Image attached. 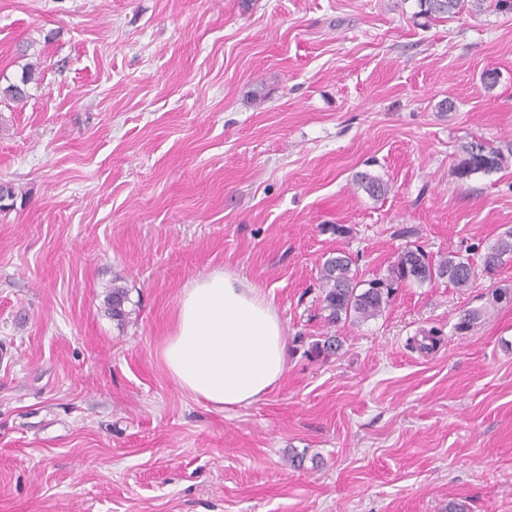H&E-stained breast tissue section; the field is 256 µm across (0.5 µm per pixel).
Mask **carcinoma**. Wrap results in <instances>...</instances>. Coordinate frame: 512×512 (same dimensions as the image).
Wrapping results in <instances>:
<instances>
[{
	"mask_svg": "<svg viewBox=\"0 0 512 512\" xmlns=\"http://www.w3.org/2000/svg\"><path fill=\"white\" fill-rule=\"evenodd\" d=\"M417 15L424 18L448 15L454 17L468 7H481L484 0H417ZM463 159L458 165L461 177L476 172L498 170L512 157V142L507 148L490 146L482 141H472L461 146ZM358 185L371 197L381 198L388 192L382 179L362 175ZM512 256V233L485 251L481 258V269L467 257L458 253L435 259L423 249L415 246L403 248L392 261L385 274L370 280L363 279L358 270L352 268V259L342 252L327 258L320 270L322 310L327 324L334 326L342 320L365 321L381 315L390 304L395 290L408 284L432 282L445 279L455 288H468L478 271L491 273L503 265L504 257ZM128 290L116 283L107 296L108 310L117 324L125 323L130 311L125 309Z\"/></svg>",
	"mask_w": 512,
	"mask_h": 512,
	"instance_id": "carcinoma-1",
	"label": "carcinoma"
}]
</instances>
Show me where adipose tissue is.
Here are the masks:
<instances>
[{
  "label": "adipose tissue",
  "mask_w": 512,
  "mask_h": 512,
  "mask_svg": "<svg viewBox=\"0 0 512 512\" xmlns=\"http://www.w3.org/2000/svg\"><path fill=\"white\" fill-rule=\"evenodd\" d=\"M161 356L180 389L216 409H235L281 381L287 338L272 301L219 270L184 288Z\"/></svg>",
  "instance_id": "adipose-tissue-1"
}]
</instances>
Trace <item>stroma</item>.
Wrapping results in <instances>:
<instances>
[{
  "instance_id": "35a3bbf8",
  "label": "stroma",
  "mask_w": 512,
  "mask_h": 512,
  "mask_svg": "<svg viewBox=\"0 0 512 512\" xmlns=\"http://www.w3.org/2000/svg\"><path fill=\"white\" fill-rule=\"evenodd\" d=\"M415 10L0 0V512H512V259L366 322L319 300L330 253L369 279L512 231V163L456 173L462 144L512 140V12ZM217 269L287 335L280 383L224 411L161 358ZM119 280L118 277L113 280L112 289L107 296V305L112 320L116 321L118 325H122L129 317L130 312L125 309V303L129 300L128 291L124 286L116 284Z\"/></svg>"
}]
</instances>
